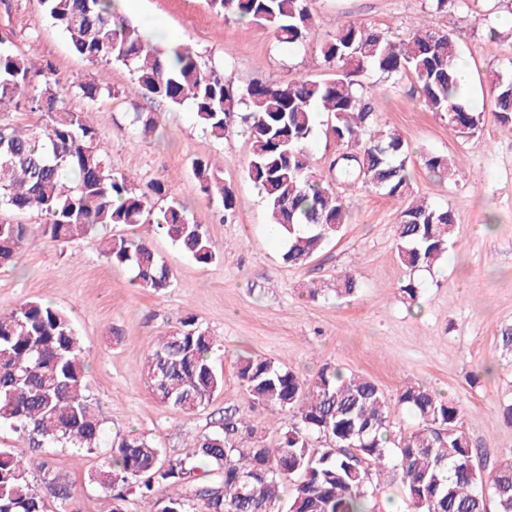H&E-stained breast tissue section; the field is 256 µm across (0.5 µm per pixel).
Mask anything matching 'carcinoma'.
Segmentation results:
<instances>
[{"label":"carcinoma","instance_id":"carcinoma-1","mask_svg":"<svg viewBox=\"0 0 512 512\" xmlns=\"http://www.w3.org/2000/svg\"><path fill=\"white\" fill-rule=\"evenodd\" d=\"M111 0H40L69 38L73 50L91 62H119L136 77L137 92L177 107L190 102L195 120L212 138L227 140L239 105L249 142L247 177L257 185L270 224L288 243L284 260L300 264L320 250L345 223L343 197L314 171L306 144L316 114L331 116L330 130L346 153L336 156L340 183L362 185L400 203L395 239L410 268H429L451 243L455 217L448 209L412 198L410 156L393 130L375 127L376 99L359 80L376 72L395 81L414 79L420 102L462 137L476 135L482 113L465 100L457 72V43L421 23L403 40L387 29L351 23L321 46L324 65L335 77L302 76L287 83L256 78L234 86L232 74L201 64L181 45L175 62L151 46L137 27L108 9ZM216 14L262 24L279 43L299 46L312 24L311 0H207ZM0 40V108L24 105L41 121L25 129L0 122V209L35 211L41 224L0 223V263H11L30 235L65 244L93 237L110 224H141L154 216L156 234L193 260L210 264L218 254L203 226L169 197L159 180L138 185L112 173L100 136L86 113L61 111L57 79L50 65L38 69ZM90 102L112 94L109 86L80 82ZM495 107L503 125H512V86L498 84ZM424 165L452 174L457 162L430 155ZM191 169L200 190L224 215L234 212L231 186L207 160ZM170 198L152 214V200ZM106 262L134 273V284L164 293L173 276L146 237L113 235L101 242ZM213 337L187 317L150 350L144 373L166 407L190 413L204 407L224 386L215 363ZM89 366L69 316L28 300L0 311V427L19 444L0 448V512H45L30 478L25 449L71 446L92 453L110 448L89 480L117 504L136 493L145 512H281V487L293 480L288 512H368L372 472L390 468L401 475L410 512H512V461L486 480L473 463V448L461 431L463 410L419 384H406L395 398L373 380L346 375L325 364L311 379L274 361L241 355L238 378L252 399L293 413L278 444L256 439L240 416L224 417L221 430L194 439L192 453L166 457L143 436L117 435L106 443L103 421L86 395ZM406 408L420 427L404 436L391 430L398 409ZM326 443L312 447L311 439ZM178 487L174 495H160ZM49 489L58 512H68L70 492L54 477Z\"/></svg>","mask_w":512,"mask_h":512}]
</instances>
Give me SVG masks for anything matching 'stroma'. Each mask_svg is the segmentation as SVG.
I'll return each instance as SVG.
<instances>
[{
  "instance_id": "1",
  "label": "stroma",
  "mask_w": 512,
  "mask_h": 512,
  "mask_svg": "<svg viewBox=\"0 0 512 512\" xmlns=\"http://www.w3.org/2000/svg\"><path fill=\"white\" fill-rule=\"evenodd\" d=\"M306 47L274 40L264 26L227 20L206 0H140L131 23L149 32L163 23L206 65L232 73L236 85L254 78L288 82L301 75L328 79L323 43L351 22L389 29L404 37L418 23L450 31L469 71L467 96L482 113L477 135L458 136L447 120L423 111L410 78L399 84L371 73L377 124L394 129L408 145L413 192L450 209L455 243L433 268L406 267L399 259L397 204L360 186L341 187L348 219L340 232L306 264L283 259L285 244L268 222L259 188L245 174L249 145L244 135L217 141L204 133L190 104L173 107L136 95L133 76L119 63H92L75 54L38 0H0V36L34 66L50 64L63 107L87 113L107 149L115 174L140 183L161 180L202 224L219 254L200 264L149 224L116 225V235L150 237L173 273L174 285L157 295L134 288L129 272L105 263L96 240L56 245L29 237L17 265L0 266V310L32 298L69 315L81 339L89 372L87 394L108 436L145 435L163 454L191 453L195 437L219 430L236 412L257 437L275 446L290 414L254 404L237 376L236 359L247 353L269 358L304 378L326 364L374 379L388 397L405 382H419L453 400L464 412L462 430L485 475L512 458V131L494 110L493 89L512 79V0H466L438 14L429 0H313ZM105 79L111 94L88 102L75 82ZM157 118L152 137L136 135L135 114ZM337 146L327 113H319L308 142L311 166L334 181ZM427 155H449L453 176L430 172ZM209 161L235 194L234 216L222 221L195 180L190 161ZM353 273L350 298L336 297L337 278ZM414 283L416 301L402 286ZM318 296H311L312 287ZM192 317L221 343L217 365L224 388L204 408L178 413L154 396L141 365L160 336ZM46 468L31 479L44 491L46 512L58 502L45 481L57 476L71 488L73 512H113L111 496L88 480L99 458L77 448L45 451Z\"/></svg>"
}]
</instances>
